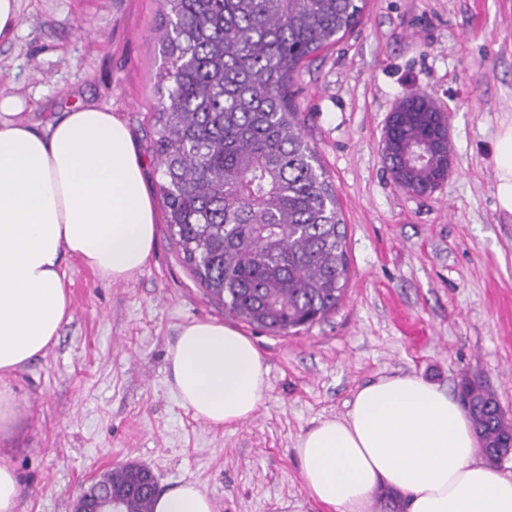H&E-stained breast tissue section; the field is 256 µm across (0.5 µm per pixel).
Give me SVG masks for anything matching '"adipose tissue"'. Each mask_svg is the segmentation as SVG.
Instances as JSON below:
<instances>
[{"mask_svg": "<svg viewBox=\"0 0 512 512\" xmlns=\"http://www.w3.org/2000/svg\"><path fill=\"white\" fill-rule=\"evenodd\" d=\"M0 98V432L16 414L9 379L54 343L70 315L63 255L110 281H128L156 247L155 203L133 134L112 110L78 106L34 130ZM495 197L512 214V122L494 144ZM179 403L213 427L250 420L268 389L255 344L214 320L180 329L167 351ZM307 499L328 512H375L385 491L408 512H512V473L485 462L467 411L415 374L359 388L345 416L315 423L296 444ZM154 512H213L187 482Z\"/></svg>", "mask_w": 512, "mask_h": 512, "instance_id": "obj_1", "label": "adipose tissue"}]
</instances>
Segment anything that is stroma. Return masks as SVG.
<instances>
[{
  "label": "stroma",
  "mask_w": 512,
  "mask_h": 512,
  "mask_svg": "<svg viewBox=\"0 0 512 512\" xmlns=\"http://www.w3.org/2000/svg\"><path fill=\"white\" fill-rule=\"evenodd\" d=\"M22 31L0 41V94L36 131L75 103L130 128L149 188L159 0H21ZM306 138L336 188L349 265L336 312L296 335L225 314L184 265L164 211L132 281L64 256L69 320L17 372L15 424L0 455L23 489L17 512H72L85 483L148 467L161 491L197 484L218 512H281L308 501L294 448L346 414L360 387L416 373L458 391L470 379L512 419V216L495 208L492 153L512 120V0H367L360 24L296 80ZM448 114L453 173L433 193L390 177L382 135L405 95ZM213 319L254 340L269 388L254 417L215 428L183 408L166 353L181 326Z\"/></svg>",
  "instance_id": "1"
}]
</instances>
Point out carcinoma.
Masks as SVG:
<instances>
[{
	"label": "carcinoma",
	"instance_id": "carcinoma-1",
	"mask_svg": "<svg viewBox=\"0 0 512 512\" xmlns=\"http://www.w3.org/2000/svg\"><path fill=\"white\" fill-rule=\"evenodd\" d=\"M366 0H161L155 154L166 224L207 294L228 314L297 334L341 303L348 260L336 189L305 139L300 68L352 31ZM413 93L385 128L389 171L425 195L448 169V136ZM460 389L479 451L501 459L512 420L492 392ZM152 472L105 473L123 512H153Z\"/></svg>",
	"mask_w": 512,
	"mask_h": 512
}]
</instances>
